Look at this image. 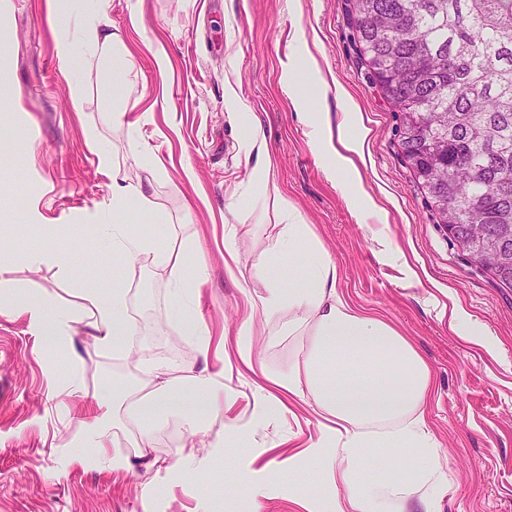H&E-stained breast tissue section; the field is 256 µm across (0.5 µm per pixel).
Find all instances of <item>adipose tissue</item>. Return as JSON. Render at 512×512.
Wrapping results in <instances>:
<instances>
[{"mask_svg":"<svg viewBox=\"0 0 512 512\" xmlns=\"http://www.w3.org/2000/svg\"><path fill=\"white\" fill-rule=\"evenodd\" d=\"M80 23L86 52L97 54L118 81H126L132 65L118 35L96 11L84 13ZM367 135L359 109L352 105L341 113L335 139L317 132L312 142L328 159L346 200L362 216L383 222L388 218L386 203L364 190L356 163ZM148 204L143 180L113 174L112 211L100 218L98 227L112 250L127 262H136L146 252L155 254L169 273L175 290L172 300L187 334L193 336L200 357H207L209 333L191 314L186 298L191 284L203 278L204 263L190 249L172 247L165 239L137 238L125 232L133 212ZM270 207L278 231L269 238L257 264L263 284L259 309L264 321L278 325L280 333L307 337V351L288 370L265 371L266 383L253 393L251 414L245 421L222 413L223 372L201 369L190 376L191 391H177L167 366L150 363L155 391L164 397L161 410L184 417L185 431L191 436L203 420L223 417L224 431L211 443L220 449L228 436L252 446L257 426L269 421L272 412H289L292 398L310 400L322 422L306 456L320 473L333 512H440L450 472L428 422L430 367L392 325L356 309L340 293V269L321 249L300 209L278 192L272 195ZM89 300L93 310L88 326L95 351L129 348L141 327L128 310L122 284H113L106 299L93 294ZM16 311L34 328L39 345L48 347L68 341L71 325L79 319L78 313L58 307L47 293L18 305ZM158 411L143 410L132 416L139 429V458L147 456L151 429L162 424ZM114 427V400L107 395L99 399L84 435L85 446L95 453L77 455V462L93 466L108 457L113 468H130V458L109 451ZM373 448L379 452L375 460L369 455ZM373 461L380 471L369 480L365 472Z\"/></svg>","mask_w":512,"mask_h":512,"instance_id":"1","label":"adipose tissue"}]
</instances>
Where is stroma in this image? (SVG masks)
Listing matches in <instances>:
<instances>
[{"instance_id":"obj_1","label":"stroma","mask_w":512,"mask_h":512,"mask_svg":"<svg viewBox=\"0 0 512 512\" xmlns=\"http://www.w3.org/2000/svg\"><path fill=\"white\" fill-rule=\"evenodd\" d=\"M103 17L133 55L135 67L116 88L98 59L72 76L61 59L48 0H0V87L13 101L0 117V249L24 253L60 245L78 259L76 278L51 266L17 263L4 276L14 288L0 300V512H234L238 490L259 494L243 512H310L318 487L270 478L271 460L304 465L317 420L307 404L259 429L255 445L225 440L218 430L189 439L211 466L187 478L175 455L152 449L151 470L89 467L70 461L65 448L83 437L82 408L112 391L146 390L145 361L163 358L161 337L184 348L171 374L184 383L189 368L223 370L225 391L236 394L232 414L247 417L261 372L240 374L233 346L197 356L172 307L168 276L150 255L129 264L105 252L87 227L112 208L108 168L129 178L144 170L129 154L125 128L102 123L114 95L134 108L142 148L164 162L148 189L151 208L126 225L129 235L149 237L164 228L175 246H187L207 264L197 286L199 313L212 339L236 323L260 320L252 302L262 288L253 266L277 232L264 202L247 209L239 198L252 170L265 166L270 184L288 196L313 224L324 250L342 271L340 290L355 306L385 316L430 366L435 385L429 422L443 445L452 478L441 512H512V291L497 288L458 252L428 209L398 154L399 119L358 59L347 0H103ZM165 47L168 70L156 64ZM308 64L289 69L300 49ZM292 71L296 90L312 93L316 78L340 82L361 110L369 131L360 166L364 188L387 192L394 206L387 223L361 219L328 173L310 138L311 122L336 119L335 94L312 106L291 103L280 77ZM80 85L83 108L74 111L71 88ZM234 85L252 107L268 141L245 151L237 118L224 106ZM96 132L109 150L102 166L88 139ZM66 228L63 236L35 232V225ZM232 238L238 273L224 267V240ZM419 273L410 279L409 270ZM127 290L131 314L145 313L154 341L136 359L94 352L84 323H75L74 346L83 356L78 393L51 397L52 377L66 370L65 353L41 349L14 300L40 293L89 315L88 293L107 294L114 282ZM470 314L488 345L466 341L439 315L432 300L440 289ZM275 325L254 336V356L283 371L307 347L303 336H279Z\"/></svg>"}]
</instances>
